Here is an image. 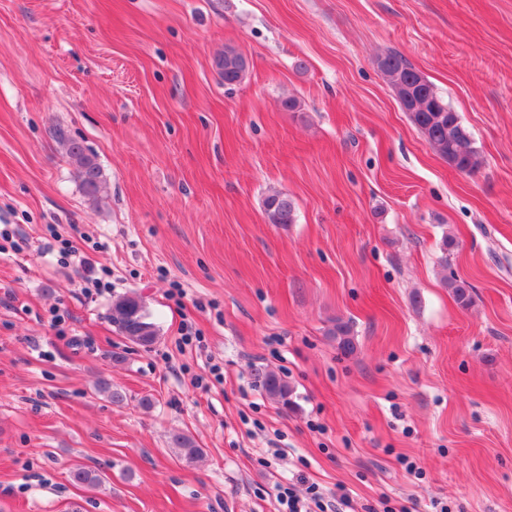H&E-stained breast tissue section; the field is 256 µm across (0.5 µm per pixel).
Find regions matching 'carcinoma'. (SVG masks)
<instances>
[{
    "label": "carcinoma",
    "instance_id": "carcinoma-1",
    "mask_svg": "<svg viewBox=\"0 0 512 512\" xmlns=\"http://www.w3.org/2000/svg\"><path fill=\"white\" fill-rule=\"evenodd\" d=\"M224 72V84L232 86L240 83L249 67L247 58L236 48L224 47L219 55ZM382 74L405 107L413 124L423 134L431 148L450 166L463 174L474 172L480 160L470 132L448 102L437 92L433 84L420 73L403 55L390 52L377 59ZM65 154L75 166L84 193L93 199L98 198L104 185L103 171L97 160L86 153V148L77 140L59 133ZM264 210L271 224H292L295 222V203L288 196L275 192L264 199ZM456 301L462 306L471 303L472 287L454 277L445 278ZM112 323L134 343L149 347L159 335L158 326L150 319L144 304L136 297L121 296L112 303ZM328 335L336 339L338 347L345 352L354 351L352 327L340 319L328 330ZM265 395L277 402L288 403L291 387L288 382L273 371L258 374ZM174 447L186 460L193 461L202 456V449L189 436L175 434ZM74 481L98 487L105 478L92 470L76 466L71 471Z\"/></svg>",
    "mask_w": 512,
    "mask_h": 512
}]
</instances>
